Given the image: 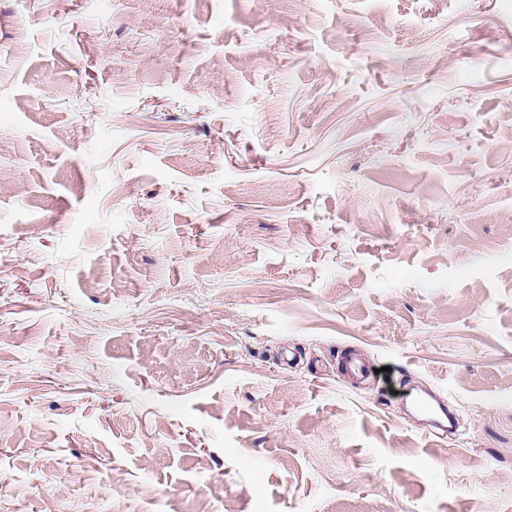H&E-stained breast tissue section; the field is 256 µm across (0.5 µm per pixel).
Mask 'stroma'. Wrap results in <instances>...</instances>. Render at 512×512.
<instances>
[{"label":"stroma","instance_id":"obj_1","mask_svg":"<svg viewBox=\"0 0 512 512\" xmlns=\"http://www.w3.org/2000/svg\"><path fill=\"white\" fill-rule=\"evenodd\" d=\"M510 129L512 0H0V512H512ZM431 401V407L424 404L423 407L426 410L432 411L434 420L432 421L433 426L442 431L443 434L450 433L455 428V417L453 413L447 408L444 403L434 400L430 394H427Z\"/></svg>","mask_w":512,"mask_h":512}]
</instances>
